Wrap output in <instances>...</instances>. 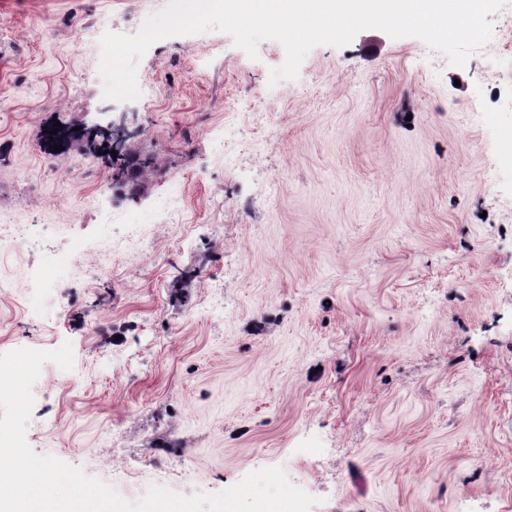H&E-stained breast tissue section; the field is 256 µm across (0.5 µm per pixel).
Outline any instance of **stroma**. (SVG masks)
<instances>
[{
  "instance_id": "stroma-1",
  "label": "stroma",
  "mask_w": 512,
  "mask_h": 512,
  "mask_svg": "<svg viewBox=\"0 0 512 512\" xmlns=\"http://www.w3.org/2000/svg\"><path fill=\"white\" fill-rule=\"evenodd\" d=\"M165 4L0 0V218L33 227L0 241V354L74 355L43 363L28 446L131 503L279 467L310 512H512V4L461 68L368 29L274 84L279 41L209 30L105 99L101 37ZM120 120L153 156L122 184L82 134ZM75 239L81 272L30 291Z\"/></svg>"
}]
</instances>
